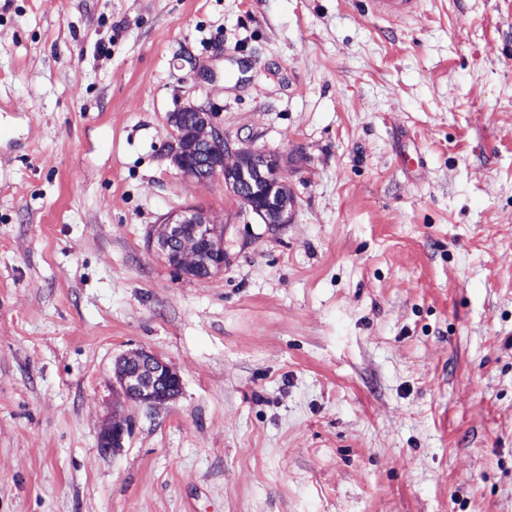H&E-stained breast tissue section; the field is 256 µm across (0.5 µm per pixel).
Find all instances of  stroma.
Returning a JSON list of instances; mask_svg holds the SVG:
<instances>
[{"mask_svg": "<svg viewBox=\"0 0 512 512\" xmlns=\"http://www.w3.org/2000/svg\"><path fill=\"white\" fill-rule=\"evenodd\" d=\"M189 107L292 223L183 175ZM0 512H512V0H0ZM373 11L387 20H400L413 15L418 0H369ZM156 252L176 269L199 280H206L224 268V228L209 224L204 213L185 208L166 218L149 237ZM122 395L152 409L165 406L182 390L180 374L166 361L146 351L132 352L115 368ZM130 433V422L127 418L115 414L110 425L100 435V447L104 452L111 448H120Z\"/></svg>", "mask_w": 512, "mask_h": 512, "instance_id": "35a3bbf8", "label": "stroma"}]
</instances>
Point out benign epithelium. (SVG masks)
<instances>
[{"mask_svg":"<svg viewBox=\"0 0 512 512\" xmlns=\"http://www.w3.org/2000/svg\"><path fill=\"white\" fill-rule=\"evenodd\" d=\"M197 141L208 147L207 170L182 164L189 177L203 181L224 179L225 189L262 223L274 228L292 223L296 201L285 184L280 158L262 150H236L203 118L195 126ZM156 252L174 259L177 270L206 280L224 268V229L207 221L204 213L188 207L166 218L149 237ZM116 385L122 395L149 408L158 409L174 400L182 390L180 374L163 359L146 351L132 352L115 368ZM130 433L127 418L114 415L100 435L101 450L122 446Z\"/></svg>","mask_w":512,"mask_h":512,"instance_id":"obj_1","label":"benign epithelium"}]
</instances>
